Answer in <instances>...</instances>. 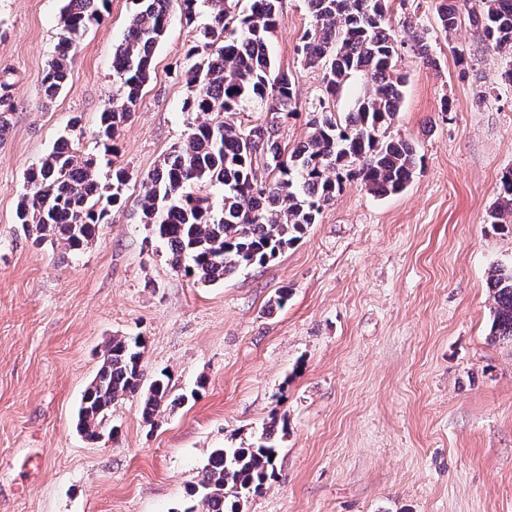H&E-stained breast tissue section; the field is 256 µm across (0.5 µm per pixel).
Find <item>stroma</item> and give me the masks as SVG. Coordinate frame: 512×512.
<instances>
[{"label":"stroma","mask_w":512,"mask_h":512,"mask_svg":"<svg viewBox=\"0 0 512 512\" xmlns=\"http://www.w3.org/2000/svg\"><path fill=\"white\" fill-rule=\"evenodd\" d=\"M63 5L0 0L14 102L0 137V512H180L212 451L252 443L274 417L278 476L243 512H512V343L490 340L488 284L492 267L512 266V233L487 222L512 167L499 56L469 27L444 37L432 0H405L437 55L433 67L398 60L409 81L392 131L415 145L420 173L386 197L347 184L277 259L204 285L171 268L136 199L201 120L182 109L183 71L208 8L173 16L111 160L95 131L137 2L110 0L49 101L40 79ZM281 9L271 53L304 108L323 94L321 69L295 51L310 16L305 0ZM65 134L99 157L101 183L116 164L130 175L123 208L75 255L16 222L26 170ZM135 334L148 340L146 378L168 373L179 403L148 420L142 394L124 396L117 436L88 440L82 394L105 344Z\"/></svg>","instance_id":"obj_1"}]
</instances>
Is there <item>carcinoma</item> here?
<instances>
[{"mask_svg": "<svg viewBox=\"0 0 512 512\" xmlns=\"http://www.w3.org/2000/svg\"><path fill=\"white\" fill-rule=\"evenodd\" d=\"M109 0H66L57 55L41 77L53 99L65 89L79 39L105 19ZM198 0H140L123 42L113 53L120 97L100 112L96 136L105 153L116 154L119 128L137 112L150 79L155 49L173 8L191 20ZM211 24L186 54L190 93L183 111L206 116L141 181L139 221L149 224L168 248L172 269L203 284L222 282L243 267L263 266L302 240L324 207L358 180L376 196L403 191L421 167L415 146L391 131L400 111L407 75L397 69L404 51L423 64H437L433 41L408 19L392 24L395 0H307L311 17L299 37L302 61L323 72L324 94L307 110V139L290 151L279 142L281 122L299 115L292 74L276 69L270 39L283 24L281 0H204ZM440 30L466 21L478 38L502 53L500 84L512 87V0H435ZM366 79L363 95L342 114L331 100L355 77ZM10 83L0 75V139L13 104ZM256 104L263 122L242 127L228 117ZM97 161L64 139L24 176L17 220L26 235L77 253L110 223L124 204L130 175L112 169L104 187ZM221 187L215 207L204 194ZM488 223L512 228V169L502 173L497 204ZM491 340L512 343V268L491 271ZM146 338L114 336L104 346L100 368L84 392L78 426L90 440L103 436L112 404L144 386ZM170 378L153 379L143 415H155L168 399ZM276 422L248 446L215 449L202 478L188 489L181 512H241V501L259 493L276 476Z\"/></svg>", "mask_w": 512, "mask_h": 512, "instance_id": "1", "label": "carcinoma"}]
</instances>
